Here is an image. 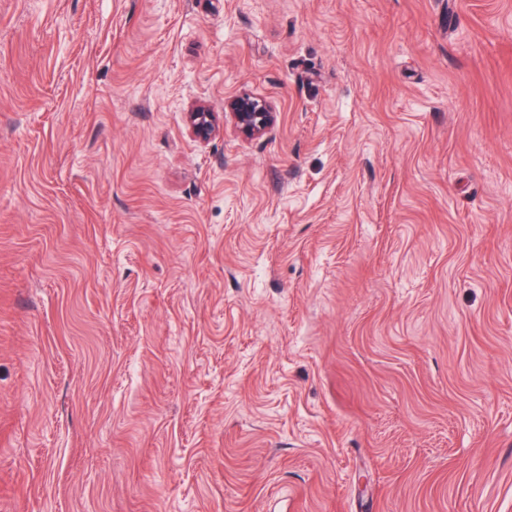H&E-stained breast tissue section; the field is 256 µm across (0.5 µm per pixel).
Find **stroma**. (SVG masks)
<instances>
[{
	"label": "stroma",
	"mask_w": 512,
	"mask_h": 512,
	"mask_svg": "<svg viewBox=\"0 0 512 512\" xmlns=\"http://www.w3.org/2000/svg\"><path fill=\"white\" fill-rule=\"evenodd\" d=\"M0 512H512V0H0ZM277 112L271 102L249 94L224 101V119L228 118L235 131L247 139L260 138L275 124ZM221 121L223 126V119L205 103H196L185 112V126L189 134L199 141H208L218 134Z\"/></svg>",
	"instance_id": "1"
}]
</instances>
